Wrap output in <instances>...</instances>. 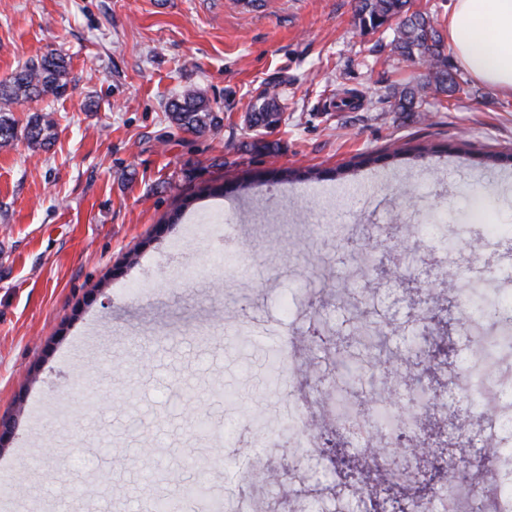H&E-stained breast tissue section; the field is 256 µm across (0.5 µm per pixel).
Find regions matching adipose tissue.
I'll use <instances>...</instances> for the list:
<instances>
[{"instance_id": "adipose-tissue-1", "label": "adipose tissue", "mask_w": 512, "mask_h": 512, "mask_svg": "<svg viewBox=\"0 0 512 512\" xmlns=\"http://www.w3.org/2000/svg\"><path fill=\"white\" fill-rule=\"evenodd\" d=\"M445 34L457 65L512 96V0H452Z\"/></svg>"}]
</instances>
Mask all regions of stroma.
<instances>
[{"label":"stroma","mask_w":512,"mask_h":512,"mask_svg":"<svg viewBox=\"0 0 512 512\" xmlns=\"http://www.w3.org/2000/svg\"><path fill=\"white\" fill-rule=\"evenodd\" d=\"M392 30L365 35L355 0H0V83L54 53L68 89L14 103L18 128L54 122L50 145L0 147V464L10 512H154L195 461L213 494L290 447L291 372L301 368L335 424L323 384L345 378L331 353L363 359L361 319L407 333L415 314L494 280L512 305V97L471 82L469 99L427 113L377 101L418 82ZM275 86L285 120L249 128ZM202 90L220 126L171 125L169 103ZM346 91L359 108L337 111ZM394 160L364 164L369 155ZM316 169L319 181L269 172ZM250 190L224 192L242 177ZM182 209L180 223L155 234ZM439 218L445 242L415 236ZM412 240L417 259L359 275L357 240ZM482 261L472 265V247ZM414 367L367 388V404H407ZM85 486L86 496L66 495ZM332 489L320 468L268 485V505Z\"/></svg>","instance_id":"stroma-1"}]
</instances>
